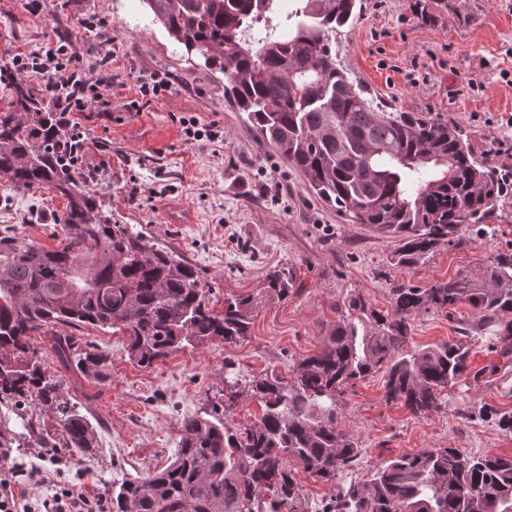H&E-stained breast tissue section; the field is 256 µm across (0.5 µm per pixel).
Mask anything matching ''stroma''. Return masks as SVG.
Here are the masks:
<instances>
[{
  "instance_id": "35a3bbf8",
  "label": "stroma",
  "mask_w": 512,
  "mask_h": 512,
  "mask_svg": "<svg viewBox=\"0 0 512 512\" xmlns=\"http://www.w3.org/2000/svg\"><path fill=\"white\" fill-rule=\"evenodd\" d=\"M358 18L331 41L336 60L360 83L374 106L454 121L489 165H512V0H357ZM69 37L91 66L106 63L108 111L79 112L85 138L80 171L95 186L112 219L142 232L156 247L177 251L197 267L214 313L235 295L259 293L268 271L297 270L298 290L265 299L248 338L229 346L215 339L155 361L145 369L130 360L127 342L87 327L83 344L108 353L109 377L98 381L64 368L52 337L33 336L65 394H91L83 412L95 428L92 456L63 448L52 413L30 403L24 416L0 404L18 445L0 455V469L26 462L44 481L24 489L28 502L47 497L58 478L79 484L86 496L144 477L169 465L184 417L210 410L224 388V359L241 375L277 370L292 377L295 363L319 352L336 321L335 305L361 295L387 312L389 288H427L460 273H477L490 257L512 253V223L493 232L466 228L457 247L440 245L413 267L397 265L393 239L348 224L335 208L308 193L302 177L263 149L246 113L224 96L223 74L176 50L161 24L143 25L138 0H0V65L42 43ZM169 91L142 96L153 77ZM195 117L206 137L188 139L182 121ZM67 200L45 189L0 186V231L47 248L63 243ZM492 328L473 326L471 312L455 317L430 311L414 318L411 344L424 348L456 341L469 347L472 375L442 390L439 411L423 415L385 400L381 375L354 387L342 401L339 425L364 453L337 481L298 472L317 512L337 483L362 479L384 460L426 448H458L476 455H512V354L491 349ZM47 432L52 447L36 445L29 428Z\"/></svg>"
}]
</instances>
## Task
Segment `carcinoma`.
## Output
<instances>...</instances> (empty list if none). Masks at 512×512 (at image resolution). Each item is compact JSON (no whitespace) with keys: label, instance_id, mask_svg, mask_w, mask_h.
<instances>
[{"label":"carcinoma","instance_id":"cac0c4a2","mask_svg":"<svg viewBox=\"0 0 512 512\" xmlns=\"http://www.w3.org/2000/svg\"><path fill=\"white\" fill-rule=\"evenodd\" d=\"M141 2L179 50L194 48L205 67L224 74V94L307 191L346 223L394 239L397 264L411 267L440 244L461 243L467 224L486 231L503 218L509 195L498 172L457 124L377 112L337 66L331 35L354 21L356 0ZM9 87L0 184L54 191L67 198V210L60 249L0 235V403L47 406L66 447L90 455L94 428L78 403L61 396L31 334L51 335L60 362L104 381L107 355L78 349L73 331H120L130 358L149 368L215 337L245 340L263 299L288 298L297 273L270 270L260 293L227 299L224 314L214 315L196 267L103 212L91 177L71 160L72 135L55 119L51 98L21 80ZM388 296L385 315L358 294L336 305L322 349L296 363L292 381L271 371L244 384L236 362L224 358L229 399L257 400L258 422L237 432L216 406L184 418L174 460L113 488L112 512H309L296 466L331 481L363 452L338 423L349 389L380 373L386 400L421 415L439 410L441 389L467 374L462 345L411 346L416 316L451 314L463 303L499 326L502 351L512 352V253L488 259L475 278L461 273L424 289L401 284ZM322 512H512V455L429 448L398 456L339 486Z\"/></svg>","mask_w":512,"mask_h":512}]
</instances>
